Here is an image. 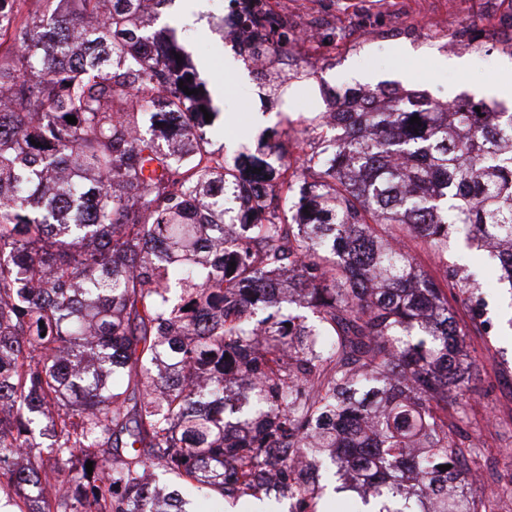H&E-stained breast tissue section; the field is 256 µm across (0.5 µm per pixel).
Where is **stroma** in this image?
Listing matches in <instances>:
<instances>
[{
  "mask_svg": "<svg viewBox=\"0 0 512 512\" xmlns=\"http://www.w3.org/2000/svg\"><path fill=\"white\" fill-rule=\"evenodd\" d=\"M296 17L333 16L348 25L344 44L293 43V67L309 77L290 79L280 94L259 86L239 53L217 31L228 0H169L154 29L174 38L206 85L215 113L212 149L235 155L255 150L272 131L304 143L333 136V129L306 131L291 101L308 94L311 109L325 111L329 93L347 88L400 87L445 102L455 98L495 102L490 88L512 65V0H287ZM441 18L444 30L416 26L419 17ZM488 317L473 318L456 294L448 305L466 334L473 364L468 429L479 443L468 466L489 471L485 486L468 485L470 497L491 499L495 512H512L503 484L512 481V287L496 271L478 274Z\"/></svg>",
  "mask_w": 512,
  "mask_h": 512,
  "instance_id": "stroma-1",
  "label": "stroma"
}]
</instances>
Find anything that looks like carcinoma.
<instances>
[{
    "label": "carcinoma",
    "mask_w": 512,
    "mask_h": 512,
    "mask_svg": "<svg viewBox=\"0 0 512 512\" xmlns=\"http://www.w3.org/2000/svg\"><path fill=\"white\" fill-rule=\"evenodd\" d=\"M4 1L0 502L183 512V490L236 502L304 452L385 481L356 512H462L470 371L448 280L483 312L449 257L461 226L494 260L512 245V112L382 88L329 99L308 126L341 132L294 166L274 136L229 158L178 49L143 51L141 0ZM247 2L258 44L286 41ZM148 117L179 123L177 148ZM256 168L267 199L239 197Z\"/></svg>",
    "instance_id": "obj_1"
}]
</instances>
